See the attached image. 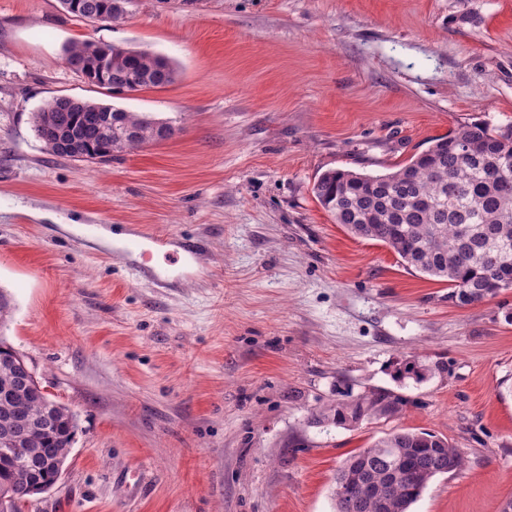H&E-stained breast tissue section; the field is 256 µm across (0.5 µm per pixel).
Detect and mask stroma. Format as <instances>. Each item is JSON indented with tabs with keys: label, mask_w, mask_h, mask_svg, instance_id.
<instances>
[{
	"label": "stroma",
	"mask_w": 512,
	"mask_h": 512,
	"mask_svg": "<svg viewBox=\"0 0 512 512\" xmlns=\"http://www.w3.org/2000/svg\"><path fill=\"white\" fill-rule=\"evenodd\" d=\"M123 22L0 0L4 330L78 415L65 470L24 512H335L338 468L386 434L434 433L465 466L410 512L512 499V288L447 285L336 224L329 169L384 174L459 126L512 125V0H129ZM92 40L178 67L113 98L172 122L105 163L45 150L32 112L100 100L63 48ZM170 234L197 259L140 282L83 225ZM372 388L405 415L316 426Z\"/></svg>",
	"instance_id": "1"
}]
</instances>
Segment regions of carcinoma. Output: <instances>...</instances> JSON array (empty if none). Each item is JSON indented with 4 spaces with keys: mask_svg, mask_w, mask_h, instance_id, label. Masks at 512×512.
I'll return each instance as SVG.
<instances>
[{
    "mask_svg": "<svg viewBox=\"0 0 512 512\" xmlns=\"http://www.w3.org/2000/svg\"><path fill=\"white\" fill-rule=\"evenodd\" d=\"M112 53L100 82L97 55ZM67 66L110 97L175 82L178 69L147 50L93 42L64 48ZM112 119L114 151L135 149L174 133L169 122L109 103L57 97L31 113L36 137L52 154L106 162L109 136L99 120ZM312 192L353 236L379 241L405 266L448 283V301L466 306L493 298L512 279V127L472 123L431 140L397 170L369 175L336 169L322 173ZM21 355L0 337V442L18 439V460L0 447V512L24 506L55 482L78 427L77 414L44 395L21 368ZM409 400L372 389L321 408L311 423L353 428L373 418L402 415ZM464 452L433 433L399 430L351 454L333 489L336 512H409L428 484L461 469ZM380 492L376 499L360 487Z\"/></svg>",
    "mask_w": 512,
    "mask_h": 512,
    "instance_id": "obj_1",
    "label": "carcinoma"
}]
</instances>
